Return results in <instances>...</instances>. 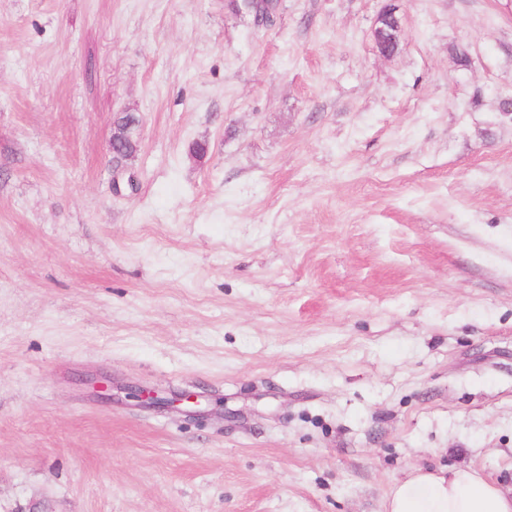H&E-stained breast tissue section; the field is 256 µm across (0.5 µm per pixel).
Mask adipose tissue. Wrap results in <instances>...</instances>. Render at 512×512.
Here are the masks:
<instances>
[{
  "instance_id": "1",
  "label": "adipose tissue",
  "mask_w": 512,
  "mask_h": 512,
  "mask_svg": "<svg viewBox=\"0 0 512 512\" xmlns=\"http://www.w3.org/2000/svg\"><path fill=\"white\" fill-rule=\"evenodd\" d=\"M387 512H512V495L471 469H415L393 488Z\"/></svg>"
}]
</instances>
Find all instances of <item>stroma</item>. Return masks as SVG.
I'll return each instance as SVG.
<instances>
[{
	"mask_svg": "<svg viewBox=\"0 0 512 512\" xmlns=\"http://www.w3.org/2000/svg\"><path fill=\"white\" fill-rule=\"evenodd\" d=\"M506 95L512 0H0V512L511 492ZM392 20L395 22L393 25V33L386 29L387 24ZM372 34L380 55L391 57L397 53L401 34V20L397 17L394 6L392 7L390 5L387 9L379 13ZM135 397L142 407L148 409L194 408L201 404L199 396L192 392H182L176 396L167 397L151 390L139 389ZM386 512H512V495L472 469L418 468L395 485Z\"/></svg>",
	"mask_w": 512,
	"mask_h": 512,
	"instance_id": "obj_1",
	"label": "stroma"
}]
</instances>
